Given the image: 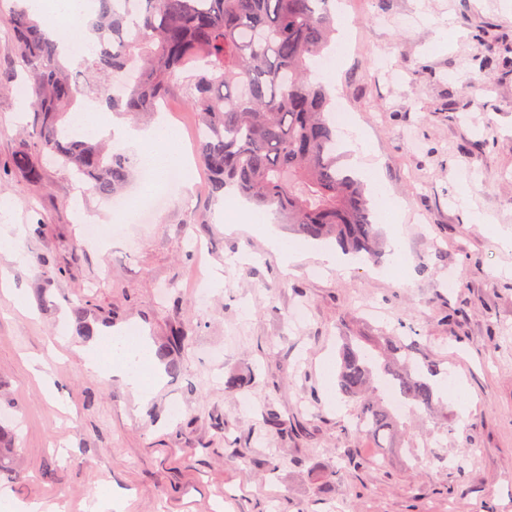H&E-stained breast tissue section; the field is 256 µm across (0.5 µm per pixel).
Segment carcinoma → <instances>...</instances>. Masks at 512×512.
Returning <instances> with one entry per match:
<instances>
[{"label":"carcinoma","mask_w":512,"mask_h":512,"mask_svg":"<svg viewBox=\"0 0 512 512\" xmlns=\"http://www.w3.org/2000/svg\"><path fill=\"white\" fill-rule=\"evenodd\" d=\"M331 0H95L93 48L77 68L66 66L26 0L6 18L7 49L26 82L0 74V90L32 102L36 142L12 166L39 177L46 154L87 180L108 201L133 177L134 160L106 151L67 122L84 92L97 90L112 112L152 117L166 96L182 90L203 125L199 159L214 195L229 188L283 216L288 231L332 240L347 255L373 261L383 242L373 223V195L340 151L331 98L315 73L334 42ZM437 359L413 336H345L339 350L341 394L358 408L354 437L377 448H400L404 424L384 389L427 415L436 409ZM17 453L0 427V470Z\"/></svg>","instance_id":"carcinoma-1"}]
</instances>
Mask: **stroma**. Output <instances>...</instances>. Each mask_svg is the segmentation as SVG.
<instances>
[{"instance_id": "obj_1", "label": "stroma", "mask_w": 512, "mask_h": 512, "mask_svg": "<svg viewBox=\"0 0 512 512\" xmlns=\"http://www.w3.org/2000/svg\"><path fill=\"white\" fill-rule=\"evenodd\" d=\"M459 4L340 0L343 137H365L405 213L380 226L399 254L374 266L318 271L313 244L285 271L262 230L230 227L241 200L212 197L195 155L190 187L133 180L130 192L174 195L151 223L91 246L78 213L110 202L59 165L36 181L13 169L32 116L0 94V227H23L21 259L0 256V415L18 448L0 488L67 512L115 493L123 512H512V248L497 237L512 229V0ZM102 327L153 345L167 381L147 409L74 353ZM392 328L436 355L440 381L467 386L443 396L447 422L410 419L411 449L349 438L336 382L339 336ZM249 372L252 385L225 388ZM271 410L287 437L263 428ZM349 456L362 466L337 469Z\"/></svg>"}]
</instances>
